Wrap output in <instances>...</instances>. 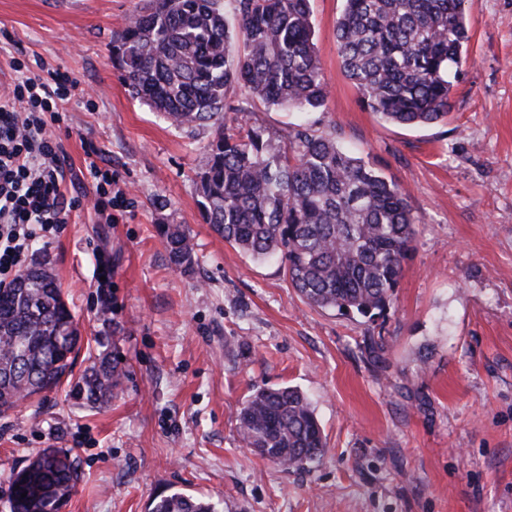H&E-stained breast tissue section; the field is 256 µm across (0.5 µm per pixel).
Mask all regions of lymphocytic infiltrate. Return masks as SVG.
<instances>
[{
  "label": "lymphocytic infiltrate",
  "instance_id": "f902f5d3",
  "mask_svg": "<svg viewBox=\"0 0 512 512\" xmlns=\"http://www.w3.org/2000/svg\"><path fill=\"white\" fill-rule=\"evenodd\" d=\"M75 81L23 75L0 91V287L23 267L40 234L58 230L69 210L65 150L50 127L59 122L58 102Z\"/></svg>",
  "mask_w": 512,
  "mask_h": 512
}]
</instances>
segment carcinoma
<instances>
[{"mask_svg":"<svg viewBox=\"0 0 512 512\" xmlns=\"http://www.w3.org/2000/svg\"><path fill=\"white\" fill-rule=\"evenodd\" d=\"M146 0L112 36V64L131 96L172 125L214 131L197 174L206 223L255 261L279 256L311 306L372 318L393 303L419 223L409 192L344 150L331 134L298 125L278 142L233 125L234 89L294 112L323 107L329 89L313 42L310 0ZM465 0H344L336 42L363 103L399 125L448 118L461 50ZM170 261L189 270L194 245L177 224L161 227ZM75 317L47 259L0 288V414L56 390L72 372ZM120 385L105 356L82 377L91 404ZM248 447L284 470L324 452L321 425L295 387L262 388L237 416ZM77 480L70 452L46 448L11 477V512H60ZM26 497H21V494ZM152 512H217L175 491Z\"/></svg>","mask_w":512,"mask_h":512,"instance_id":"1","label":"carcinoma"}]
</instances>
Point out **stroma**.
Masks as SVG:
<instances>
[{
    "mask_svg": "<svg viewBox=\"0 0 512 512\" xmlns=\"http://www.w3.org/2000/svg\"><path fill=\"white\" fill-rule=\"evenodd\" d=\"M142 4L0 0V84L21 60L79 85L51 131L66 194L82 199L29 254L50 260L79 320L75 376L0 415V512L10 471L46 448L79 462L61 512H150L176 491L223 512H512V0H466L447 123L395 125L364 106L337 51L343 0H310L323 108L235 93L236 125L335 135L409 191L419 233L373 319L309 306L281 261H251L206 224L196 174L211 129L172 126L112 66V35ZM92 163L126 194L116 223L93 208ZM164 224L190 236L192 271L171 263ZM102 354L123 377L93 405L76 378ZM282 386L307 395L323 430L326 452L303 470L280 469L237 430L250 395Z\"/></svg>",
    "mask_w": 512,
    "mask_h": 512,
    "instance_id": "35a3bbf8",
    "label": "stroma"
}]
</instances>
